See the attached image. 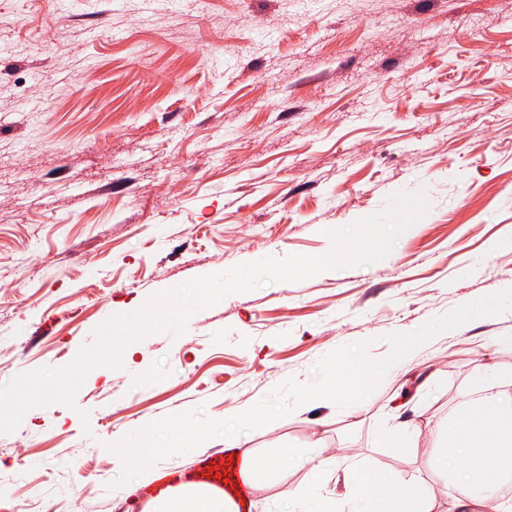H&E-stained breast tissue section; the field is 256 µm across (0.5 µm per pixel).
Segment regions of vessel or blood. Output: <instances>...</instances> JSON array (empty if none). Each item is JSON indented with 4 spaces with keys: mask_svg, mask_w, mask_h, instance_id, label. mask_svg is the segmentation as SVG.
I'll use <instances>...</instances> for the list:
<instances>
[{
    "mask_svg": "<svg viewBox=\"0 0 512 512\" xmlns=\"http://www.w3.org/2000/svg\"><path fill=\"white\" fill-rule=\"evenodd\" d=\"M221 462H226L230 465L227 479L223 482L209 475L210 467L216 466ZM249 475L250 460L246 455L245 449L235 448L229 450L218 448L201 458L194 468L181 472L179 478L183 481L206 485L229 495L239 494L241 498L239 507L241 512H246L248 507L247 499L249 497Z\"/></svg>",
    "mask_w": 512,
    "mask_h": 512,
    "instance_id": "1",
    "label": "vessel or blood"
}]
</instances>
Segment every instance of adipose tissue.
Returning <instances> with one entry per match:
<instances>
[{
  "instance_id": "adipose-tissue-1",
  "label": "adipose tissue",
  "mask_w": 512,
  "mask_h": 512,
  "mask_svg": "<svg viewBox=\"0 0 512 512\" xmlns=\"http://www.w3.org/2000/svg\"><path fill=\"white\" fill-rule=\"evenodd\" d=\"M441 453L452 463L448 474L458 512H507L497 499L475 494L473 484L512 477V395H495L470 407ZM352 477L360 491L348 501V512H433L436 497L429 485L388 484L380 474L357 468ZM153 505L152 512H234L227 496L194 485L162 493Z\"/></svg>"
}]
</instances>
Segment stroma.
Listing matches in <instances>:
<instances>
[{
  "label": "stroma",
  "instance_id": "1",
  "mask_svg": "<svg viewBox=\"0 0 512 512\" xmlns=\"http://www.w3.org/2000/svg\"><path fill=\"white\" fill-rule=\"evenodd\" d=\"M418 188L430 208L384 259L231 295L94 368L74 407L28 410L0 434V498L141 512L107 490V444L199 405L234 416L337 348L382 358L387 334L512 287V0H0V384L190 279L322 255ZM500 391L512 311L438 335L354 407L240 434L300 492L267 485L249 512H341L352 463L443 485L440 430ZM336 448L351 460L313 489Z\"/></svg>",
  "mask_w": 512,
  "mask_h": 512
}]
</instances>
